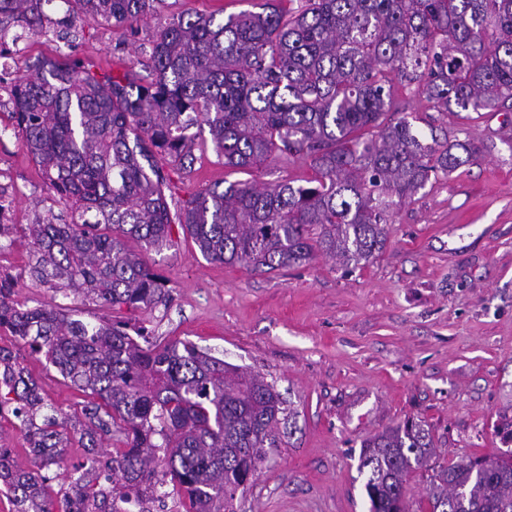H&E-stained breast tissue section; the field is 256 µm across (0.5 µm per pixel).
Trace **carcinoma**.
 I'll list each match as a JSON object with an SVG mask.
<instances>
[{"mask_svg": "<svg viewBox=\"0 0 512 512\" xmlns=\"http://www.w3.org/2000/svg\"><path fill=\"white\" fill-rule=\"evenodd\" d=\"M0 0L8 19L33 34L78 21L133 26L159 0ZM262 11L225 19L178 16L153 36L152 78H101L73 63L41 61L12 91L15 128L50 189L71 211L18 228L30 240L29 274L53 292L112 307L167 305L165 279L145 250L172 243L173 226L208 260L269 272L314 253L358 265L382 251L393 198L414 196L433 176L468 162L469 142L431 144L409 120L387 119L393 80L425 78L446 110L512 109V0H305L287 15ZM207 126L218 158L248 170L277 156L306 159L307 185L235 181L212 186L171 213L157 156L194 164L193 127ZM16 277L0 274V332L22 340L84 393L88 456L78 476L51 477L68 440L55 408L12 352L0 348V410L13 412L40 465L13 469L0 447V494L14 512H117L165 477L185 512H234V500L275 444L286 411L264 377L181 342L140 345L122 322H86L72 308H29ZM119 433L120 448L98 452ZM359 472L371 512H512V457L440 461L433 437L406 421L361 445ZM413 477L426 494L411 509Z\"/></svg>", "mask_w": 512, "mask_h": 512, "instance_id": "carcinoma-1", "label": "carcinoma"}]
</instances>
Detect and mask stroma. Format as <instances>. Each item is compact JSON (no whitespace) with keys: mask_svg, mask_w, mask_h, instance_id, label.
Segmentation results:
<instances>
[{"mask_svg":"<svg viewBox=\"0 0 512 512\" xmlns=\"http://www.w3.org/2000/svg\"><path fill=\"white\" fill-rule=\"evenodd\" d=\"M259 0H163L134 28L88 21L26 35L0 85V191L15 220L32 223L70 211L43 180L14 131L12 82L42 60L79 62L99 74L147 68L155 31L172 16L222 18L255 10ZM397 117L424 138L468 141L474 159L430 179L393 207L386 246L369 262L344 268L319 254L272 272L205 259L183 234L148 251L168 281L170 301L153 310L73 299L30 280L22 233L0 240V272L16 277V298L29 307H79L83 319L123 320L152 341L179 340L275 384L291 418L260 472L234 502L237 512H369L358 471L363 441L408 420L430 429L445 459L501 448L497 423L512 420V110L443 111L417 84L396 82ZM192 170L165 165L170 208L217 183L288 179L304 183L310 163L272 159L242 171L227 167L208 130L196 133ZM41 395L78 426L85 400L4 334Z\"/></svg>","mask_w":512,"mask_h":512,"instance_id":"stroma-1","label":"stroma"}]
</instances>
